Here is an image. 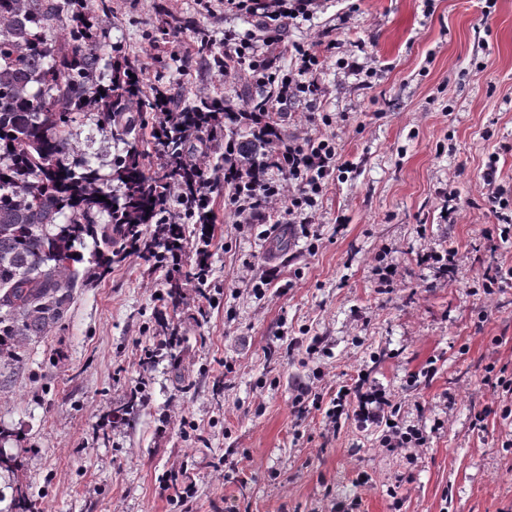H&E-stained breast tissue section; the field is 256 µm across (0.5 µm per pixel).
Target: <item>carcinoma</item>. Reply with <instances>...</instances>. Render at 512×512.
Instances as JSON below:
<instances>
[{
  "label": "carcinoma",
  "mask_w": 512,
  "mask_h": 512,
  "mask_svg": "<svg viewBox=\"0 0 512 512\" xmlns=\"http://www.w3.org/2000/svg\"><path fill=\"white\" fill-rule=\"evenodd\" d=\"M111 13V0H0V367H23L29 345L63 321L78 290L106 278L131 251L167 272L172 312L184 281L206 298L203 238L195 239L189 270L163 263L185 254L188 225L213 224L198 204L217 187L205 176L219 162L200 133L235 144L234 157H222L232 191L273 163L283 140L270 112L261 122L222 98L142 87L129 60L100 49ZM163 98L169 110L151 126ZM242 101L264 109L272 96L247 88ZM86 118L117 144L111 160L78 148L73 125ZM12 436L0 427V470L18 472L22 457L1 448ZM12 510L34 512L20 484Z\"/></svg>",
  "instance_id": "1"
}]
</instances>
